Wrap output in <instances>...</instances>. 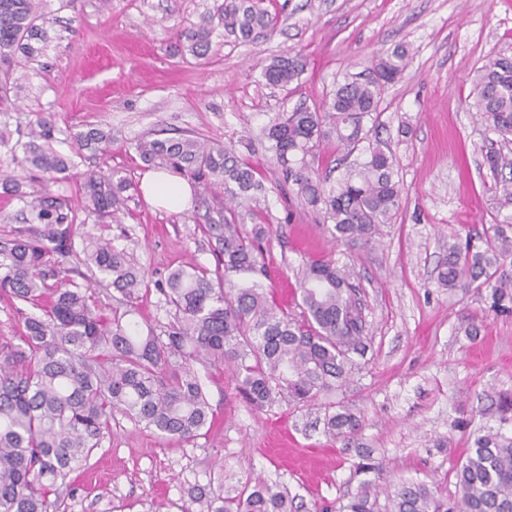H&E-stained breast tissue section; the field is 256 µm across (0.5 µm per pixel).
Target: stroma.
Listing matches in <instances>:
<instances>
[{
  "instance_id": "35a3bbf8",
  "label": "stroma",
  "mask_w": 512,
  "mask_h": 512,
  "mask_svg": "<svg viewBox=\"0 0 512 512\" xmlns=\"http://www.w3.org/2000/svg\"><path fill=\"white\" fill-rule=\"evenodd\" d=\"M213 5L39 0L48 40L35 59L16 57L13 105L0 111V175L28 183L19 144L44 120L53 148L75 163L52 184L54 193L77 199V180L92 169L127 178L130 199L119 221L85 229L126 248L149 288L134 318L143 327L162 325L170 316L160 289L170 270L215 264L200 230L212 192L194 185L189 208L177 214L151 207L133 145L169 133L234 144L267 187L240 221L273 229L270 296L300 315L303 262L351 266L371 339L367 363L311 412L289 404L253 409L230 371L203 373L214 419L184 443L115 414L87 464L58 489L57 512H186L191 489L219 478L228 490L248 481L279 484L303 512H340L367 481L381 488L422 482L455 498V472L489 423L482 414L489 395L512 393V313L491 311L489 292L437 284L449 243L498 219L484 163L492 135L474 117L471 76L488 57L512 55V0H261L278 16L273 34L241 43L219 30L208 58L176 56L180 34ZM399 45L409 48V65L384 89L376 125L403 186L401 206L372 245L337 243L322 211L284 181L265 130L278 113L322 106L346 75H367L373 57ZM287 52L305 61L299 80L267 84L264 66ZM90 127L111 131L109 152L78 153L73 135ZM472 324L474 338L466 333ZM345 404L361 421L355 443L307 428L309 415ZM362 462L370 471H359Z\"/></svg>"
}]
</instances>
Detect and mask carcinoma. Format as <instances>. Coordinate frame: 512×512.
<instances>
[{
	"instance_id": "1",
	"label": "carcinoma",
	"mask_w": 512,
	"mask_h": 512,
	"mask_svg": "<svg viewBox=\"0 0 512 512\" xmlns=\"http://www.w3.org/2000/svg\"><path fill=\"white\" fill-rule=\"evenodd\" d=\"M38 0H0V110L11 105L12 64L18 51L35 57L40 48ZM277 20L256 0H222L184 37L197 59L210 51L219 29L242 42L274 32ZM399 46L379 58L363 81L339 85L322 108H297L275 118L266 136L270 150L297 193L319 207L338 242L366 245L391 223L401 202L391 153L370 147L367 160L339 185L325 190L309 159L320 143L353 149L367 139L366 123L384 88L407 67ZM304 71L300 56L286 53L264 69L266 83L286 87ZM473 108L488 130L512 140V55H495L473 76ZM25 146L21 165L46 177L32 192L27 225L0 232V290L32 308L22 313L19 344L0 348V512H55L57 482L87 463L121 411L163 438L189 442L212 421L213 411L195 368H231L242 399L257 410L283 402L298 409L341 389L362 369L368 336L350 270L332 260L312 261L302 271L301 316L294 318L268 298L264 244L272 230L236 223V207L264 191L259 171L236 149L181 134L142 139L143 163L222 188L230 204L206 207L203 233L212 243L215 266H180L160 289L174 320L160 332L130 320L147 293L144 275L125 249L83 231L85 222L69 201L51 193L47 181L70 170L54 150L50 127ZM73 140L80 151L107 152L112 133L91 127ZM497 179L499 209L512 205V157L485 154ZM128 187L112 171L80 176L82 210L110 224L126 209ZM101 278L121 295L125 309L106 310L90 281ZM448 289H490L493 308L512 312V213L465 246L448 245L438 275ZM499 426L476 436L456 471L457 498L448 505L438 489L408 483L386 492V503L368 484L344 512H512V395L496 399ZM360 420L346 405L324 418V432L348 441ZM195 512H300L288 493L272 485L244 484L234 493L199 489Z\"/></svg>"
}]
</instances>
